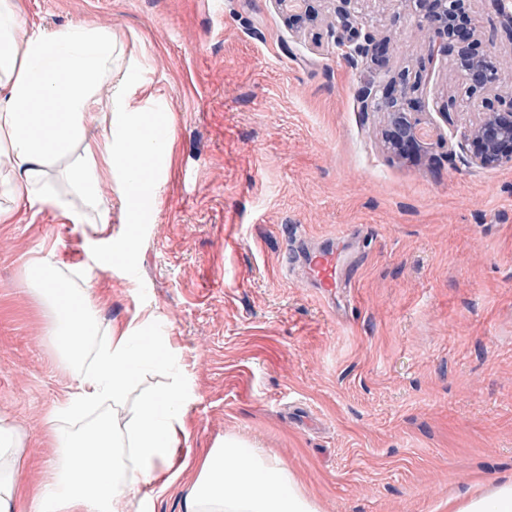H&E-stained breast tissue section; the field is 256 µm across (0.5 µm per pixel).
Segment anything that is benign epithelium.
<instances>
[{
	"label": "benign epithelium",
	"instance_id": "1",
	"mask_svg": "<svg viewBox=\"0 0 512 512\" xmlns=\"http://www.w3.org/2000/svg\"><path fill=\"white\" fill-rule=\"evenodd\" d=\"M282 11L292 17L307 16L308 0H277ZM330 10L323 23L334 38L336 53L349 61L376 57L386 50L389 40L377 38L365 16L357 11V0H327ZM414 13L420 30L429 39L433 54L452 55L454 69L464 76L470 94L488 93L483 112L475 123L462 131L454 149L481 167L512 162V88L507 75L512 65L473 48L475 31L460 22L468 16L470 0H394ZM400 93L386 95L369 83L359 93L361 110L381 112L386 120V142L395 152L420 147L424 136L420 113L424 105L413 99L418 84L403 74L391 78Z\"/></svg>",
	"mask_w": 512,
	"mask_h": 512
}]
</instances>
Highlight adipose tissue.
<instances>
[{
	"instance_id": "obj_1",
	"label": "adipose tissue",
	"mask_w": 512,
	"mask_h": 512,
	"mask_svg": "<svg viewBox=\"0 0 512 512\" xmlns=\"http://www.w3.org/2000/svg\"><path fill=\"white\" fill-rule=\"evenodd\" d=\"M120 30L73 23L60 29L20 24L13 0H0V223L46 204L72 223L105 224L118 182L134 204L132 169L155 154L172 157L173 136L149 147L154 120L133 107L121 67ZM78 206L59 200L51 162L64 156ZM27 282L52 312L51 334L72 370L49 433L54 453L34 498L36 512H143L140 486L169 489L186 469L194 476L184 512H317L313 498L280 461L228 437L197 464L179 455L189 437V399L169 345L142 336L141 324L101 325L87 288L67 286L53 255L35 261ZM162 368L167 384L133 395L139 377ZM23 435L0 419V512H24L25 485L16 468ZM449 512H512V481L485 487Z\"/></svg>"
}]
</instances>
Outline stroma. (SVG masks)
Instances as JSON below:
<instances>
[{"label": "stroma", "instance_id": "35a3bbf8", "mask_svg": "<svg viewBox=\"0 0 512 512\" xmlns=\"http://www.w3.org/2000/svg\"><path fill=\"white\" fill-rule=\"evenodd\" d=\"M27 26L78 21L124 34L132 105L168 117L174 165L134 221L120 193L94 230L51 206L0 224V415L26 435L18 469L40 485L45 432L72 383L26 284L53 253L105 320L149 317L189 394L197 458L234 436L284 462L318 512H448L512 480V164L477 166L446 139L472 123L451 57L429 58L414 16L358 0L381 59L311 48L276 0H18ZM479 48L512 58L498 0H472ZM422 71L428 149H386L365 82ZM134 251L107 267L106 242ZM348 240L335 302L298 250ZM132 267L136 278L125 277Z\"/></svg>", "mask_w": 512, "mask_h": 512}]
</instances>
